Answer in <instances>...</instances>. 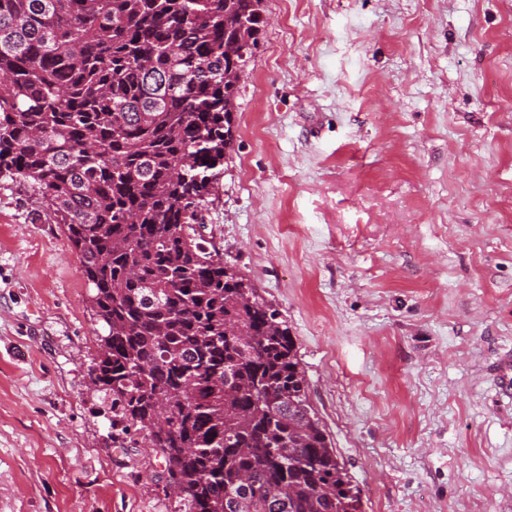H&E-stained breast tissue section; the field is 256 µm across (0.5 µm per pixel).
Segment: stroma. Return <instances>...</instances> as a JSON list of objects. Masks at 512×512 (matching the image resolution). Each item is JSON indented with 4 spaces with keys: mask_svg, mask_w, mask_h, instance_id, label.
Masks as SVG:
<instances>
[{
    "mask_svg": "<svg viewBox=\"0 0 512 512\" xmlns=\"http://www.w3.org/2000/svg\"><path fill=\"white\" fill-rule=\"evenodd\" d=\"M206 236L294 339L361 512H512V0H263ZM79 259L0 179V512H174L113 442Z\"/></svg>",
    "mask_w": 512,
    "mask_h": 512,
    "instance_id": "obj_1",
    "label": "stroma"
}]
</instances>
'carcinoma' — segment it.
Here are the masks:
<instances>
[{"instance_id":"carcinoma-1","label":"carcinoma","mask_w":512,"mask_h":512,"mask_svg":"<svg viewBox=\"0 0 512 512\" xmlns=\"http://www.w3.org/2000/svg\"><path fill=\"white\" fill-rule=\"evenodd\" d=\"M262 0H0V178L64 226L112 438L178 512H359L288 327L206 237Z\"/></svg>"}]
</instances>
